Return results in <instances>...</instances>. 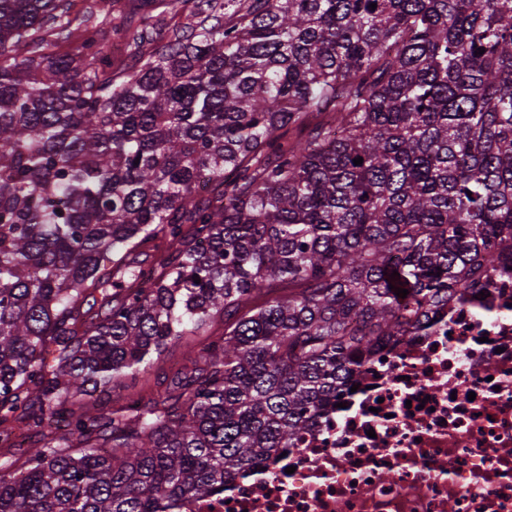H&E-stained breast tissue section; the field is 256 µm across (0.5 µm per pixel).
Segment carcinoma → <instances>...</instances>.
I'll use <instances>...</instances> for the list:
<instances>
[{"label": "carcinoma", "mask_w": 512, "mask_h": 512, "mask_svg": "<svg viewBox=\"0 0 512 512\" xmlns=\"http://www.w3.org/2000/svg\"><path fill=\"white\" fill-rule=\"evenodd\" d=\"M126 7L132 72L105 9L0 0V423L46 439L0 512L221 496L380 342L512 276V0ZM219 312L159 399L84 403Z\"/></svg>", "instance_id": "cac0c4a2"}]
</instances>
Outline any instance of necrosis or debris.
<instances>
[{
	"mask_svg": "<svg viewBox=\"0 0 512 512\" xmlns=\"http://www.w3.org/2000/svg\"><path fill=\"white\" fill-rule=\"evenodd\" d=\"M354 382L184 512H512V277L380 344Z\"/></svg>",
	"mask_w": 512,
	"mask_h": 512,
	"instance_id": "4bbe7bcc",
	"label": "necrosis or debris"
}]
</instances>
